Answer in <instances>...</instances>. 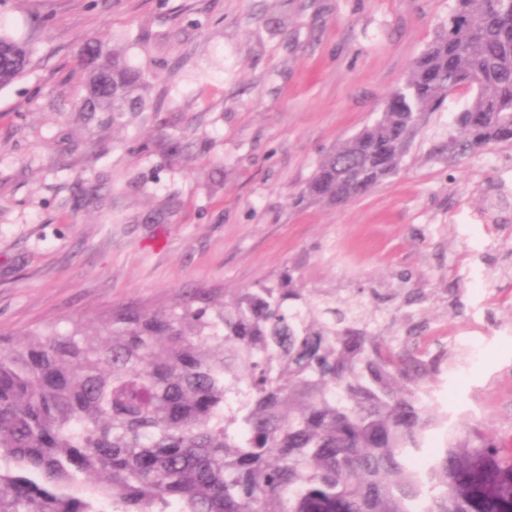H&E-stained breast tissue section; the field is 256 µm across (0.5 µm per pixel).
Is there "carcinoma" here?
I'll return each mask as SVG.
<instances>
[{"mask_svg":"<svg viewBox=\"0 0 512 512\" xmlns=\"http://www.w3.org/2000/svg\"><path fill=\"white\" fill-rule=\"evenodd\" d=\"M448 26L301 200L344 204L391 177L426 113L474 91L448 135L512 146V0H453ZM30 49L0 35V87ZM83 112H141L143 73L88 39ZM164 311L0 337V512H512V451L477 426L418 468L436 424L437 336L386 335L358 295L292 274Z\"/></svg>","mask_w":512,"mask_h":512,"instance_id":"carcinoma-1","label":"carcinoma"}]
</instances>
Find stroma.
<instances>
[{
	"label": "stroma",
	"mask_w": 512,
	"mask_h": 512,
	"mask_svg": "<svg viewBox=\"0 0 512 512\" xmlns=\"http://www.w3.org/2000/svg\"><path fill=\"white\" fill-rule=\"evenodd\" d=\"M453 0H0L29 43L0 88V333L142 303L169 308L294 274L380 295L387 319L479 357L432 383L430 458L472 424L512 450V146L448 153L453 91L399 170L341 205L298 202L319 162L370 123ZM123 51L148 107L81 112L84 39ZM183 145L178 155L170 141Z\"/></svg>",
	"instance_id": "obj_1"
}]
</instances>
